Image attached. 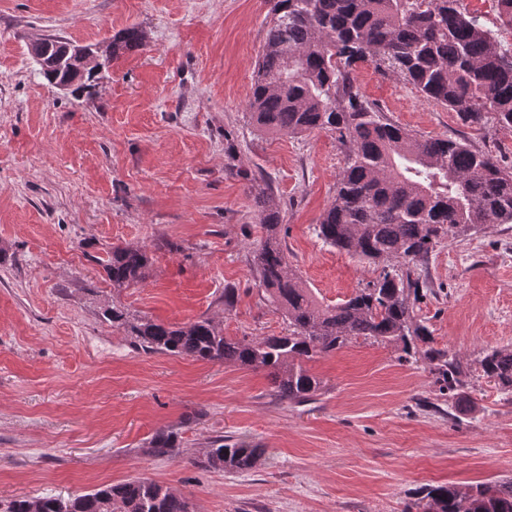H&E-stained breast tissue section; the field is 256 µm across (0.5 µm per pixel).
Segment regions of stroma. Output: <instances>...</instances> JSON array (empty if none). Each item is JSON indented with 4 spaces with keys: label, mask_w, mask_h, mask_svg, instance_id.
Returning a JSON list of instances; mask_svg holds the SVG:
<instances>
[{
    "label": "stroma",
    "mask_w": 512,
    "mask_h": 512,
    "mask_svg": "<svg viewBox=\"0 0 512 512\" xmlns=\"http://www.w3.org/2000/svg\"><path fill=\"white\" fill-rule=\"evenodd\" d=\"M267 10L265 0H0L1 501L142 477L194 512H405L432 486L512 477V395L478 368L487 350H512V224L447 241L413 268L425 286L416 319L467 373L449 394L401 345L357 337L308 362L324 388L294 404L267 371L147 354L104 318L116 300L135 318L286 334L252 267L255 180L279 198L288 261L320 301L374 278L316 233L343 165L335 136H259L249 122ZM131 25L145 47L77 97L39 77L28 51L45 36L94 46ZM355 78L390 122L512 162V129L467 126L367 62ZM118 244L145 248L150 264L141 285L116 292L98 260ZM161 430L178 434L173 455L150 452ZM221 435L264 448L261 465L200 467Z\"/></svg>",
    "instance_id": "obj_1"
}]
</instances>
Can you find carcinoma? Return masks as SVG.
<instances>
[{"label":"carcinoma","mask_w":512,"mask_h":512,"mask_svg":"<svg viewBox=\"0 0 512 512\" xmlns=\"http://www.w3.org/2000/svg\"><path fill=\"white\" fill-rule=\"evenodd\" d=\"M460 0H268L266 37L247 104L260 133L290 136L327 131L344 147L335 193L317 224L326 244L381 267L349 298L323 304L288 263L283 217L272 189L253 183L263 235L253 265L267 300L288 321V334L237 338L211 319L183 325L133 318L120 303L104 317L122 327L147 353L224 361L269 371L276 393L292 403L311 400L321 381L305 364L339 350L356 336L400 342L409 356L422 354L437 380L452 391L465 371L457 357L430 346L432 332L415 321L419 280L411 268L447 240L465 238L488 224H512V165L467 140L423 138L389 122L365 99L354 67L370 62L397 76L428 102L457 113L469 126L492 120L512 128V46L501 43L480 17L461 11ZM136 26L116 33L110 60L143 47ZM51 85L76 75L70 65L39 66ZM145 250L114 246L104 270L112 288L141 284ZM484 376L512 393V351L492 349L478 362ZM177 434L159 432L149 442L155 456L176 448ZM264 449L231 437L209 441L206 468L243 474ZM427 512H512V479L426 490ZM0 512H189L186 500L157 482L135 477L69 500L22 496Z\"/></svg>","instance_id":"carcinoma-1"}]
</instances>
